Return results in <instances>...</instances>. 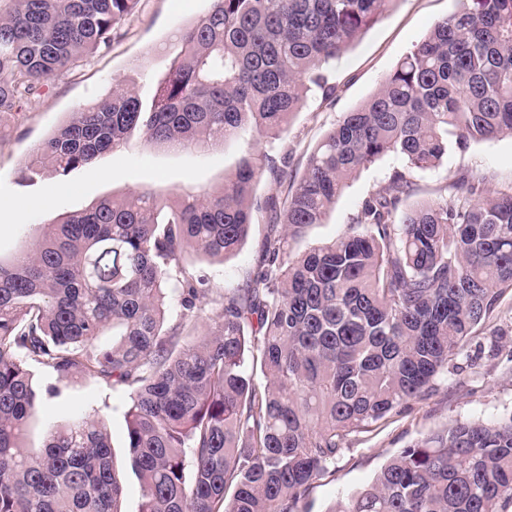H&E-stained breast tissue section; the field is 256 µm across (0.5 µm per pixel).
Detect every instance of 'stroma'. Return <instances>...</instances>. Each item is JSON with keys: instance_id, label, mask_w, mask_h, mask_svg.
Returning a JSON list of instances; mask_svg holds the SVG:
<instances>
[{"instance_id": "1", "label": "stroma", "mask_w": 512, "mask_h": 512, "mask_svg": "<svg viewBox=\"0 0 512 512\" xmlns=\"http://www.w3.org/2000/svg\"><path fill=\"white\" fill-rule=\"evenodd\" d=\"M211 5V0H139L135 13L108 48L49 83L8 122L5 136L0 137V256L26 246L61 215L85 210L112 195L149 188L193 193L218 188L253 153L249 135L209 151H171L135 138L126 148L103 154L64 177L46 173L33 178L25 168L36 148L71 112L102 98L114 84L123 82L149 91L167 71L182 32ZM458 7V0H395L383 18L329 67L335 94L326 96L311 88L287 132L265 143V150L286 158L289 176H300L310 154L344 113L372 96L402 57ZM398 163V158L388 156L361 169L325 222L311 225L304 236L291 241V251L342 236L363 200L386 185L391 168ZM460 171L488 176L489 188H511L512 137L474 142L465 152H450L441 167L418 174L415 200L437 197ZM268 221V214L257 210L246 242L224 261L191 252L187 263L211 287L243 285L247 275L260 266ZM448 369V377L437 380L407 411L388 415L369 431L351 435L343 456L300 502L301 512H327L335 501L371 482L392 456L416 439L459 420L493 422L512 412V290L503 294L495 312L467 338ZM58 385V396L47 400L38 412L28 446L39 447L44 426L63 423L81 412H100L123 474L124 512H138L141 489L126 461L127 391L82 379Z\"/></svg>"}]
</instances>
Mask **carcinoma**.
<instances>
[{
	"mask_svg": "<svg viewBox=\"0 0 512 512\" xmlns=\"http://www.w3.org/2000/svg\"><path fill=\"white\" fill-rule=\"evenodd\" d=\"M0 11V133L49 81L109 47L139 0H9ZM148 96L83 106L26 169L66 176L135 136L205 150L275 139L323 74L394 0H213ZM369 99L331 129L284 201L269 197L263 265L206 288L184 264L247 238L275 157L244 159L215 191L147 189L65 214L0 258V512H123L98 415L24 445L57 381L130 390L127 448L139 512H299L349 437L405 409L512 289V189L456 174L410 201L418 172L512 135V0H459ZM401 160L341 237L291 255L364 167ZM212 293L214 308L201 299ZM180 318L171 323L167 299ZM112 335V342L99 338ZM328 512H512V413L416 440Z\"/></svg>",
	"mask_w": 512,
	"mask_h": 512,
	"instance_id": "carcinoma-1",
	"label": "carcinoma"
}]
</instances>
